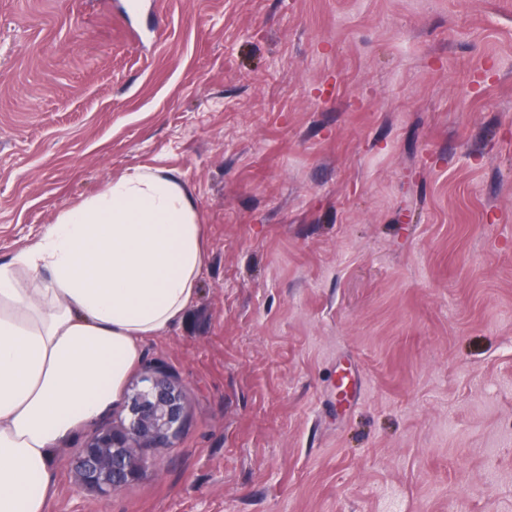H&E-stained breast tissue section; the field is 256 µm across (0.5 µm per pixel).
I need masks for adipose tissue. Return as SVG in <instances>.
<instances>
[{
  "mask_svg": "<svg viewBox=\"0 0 512 512\" xmlns=\"http://www.w3.org/2000/svg\"><path fill=\"white\" fill-rule=\"evenodd\" d=\"M206 261L186 186L139 170L0 264V512H46L55 459L120 402L146 340L194 303Z\"/></svg>",
  "mask_w": 512,
  "mask_h": 512,
  "instance_id": "obj_1",
  "label": "adipose tissue"
}]
</instances>
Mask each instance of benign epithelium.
Instances as JSON below:
<instances>
[{
    "label": "benign epithelium",
    "mask_w": 512,
    "mask_h": 512,
    "mask_svg": "<svg viewBox=\"0 0 512 512\" xmlns=\"http://www.w3.org/2000/svg\"><path fill=\"white\" fill-rule=\"evenodd\" d=\"M182 391L167 369L149 370L127 395V420L94 432L79 451L74 473L78 484L107 497L137 480L145 451L167 448L182 426Z\"/></svg>",
    "instance_id": "benign-epithelium-1"
}]
</instances>
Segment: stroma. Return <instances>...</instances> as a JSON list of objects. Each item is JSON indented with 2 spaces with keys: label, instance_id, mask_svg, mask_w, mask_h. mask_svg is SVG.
<instances>
[{
  "label": "stroma",
  "instance_id": "obj_1",
  "mask_svg": "<svg viewBox=\"0 0 512 512\" xmlns=\"http://www.w3.org/2000/svg\"><path fill=\"white\" fill-rule=\"evenodd\" d=\"M156 168L183 423L48 512H512V0H0V262Z\"/></svg>",
  "mask_w": 512,
  "mask_h": 512
}]
</instances>
